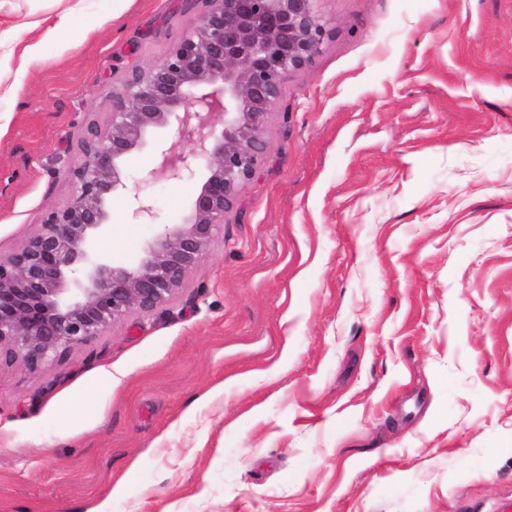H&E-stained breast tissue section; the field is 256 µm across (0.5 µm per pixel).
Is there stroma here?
<instances>
[{
  "mask_svg": "<svg viewBox=\"0 0 512 512\" xmlns=\"http://www.w3.org/2000/svg\"><path fill=\"white\" fill-rule=\"evenodd\" d=\"M267 155L164 309L0 366V512H502L512 502V0H320ZM83 0L12 59L0 253L66 204L88 123L196 21ZM195 182L112 201L133 267ZM69 417H62L61 409Z\"/></svg>",
  "mask_w": 512,
  "mask_h": 512,
  "instance_id": "35a3bbf8",
  "label": "stroma"
}]
</instances>
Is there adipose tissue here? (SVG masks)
Masks as SVG:
<instances>
[{"label":"adipose tissue","mask_w":512,"mask_h":512,"mask_svg":"<svg viewBox=\"0 0 512 512\" xmlns=\"http://www.w3.org/2000/svg\"><path fill=\"white\" fill-rule=\"evenodd\" d=\"M39 31L40 36L33 41L22 39V32ZM77 35L70 26L68 12L57 16L35 20H23L6 27H0V46L8 45V54H0V74L10 69L12 56H19L21 61L37 59L41 47L47 41L67 42L76 40Z\"/></svg>","instance_id":"obj_1"}]
</instances>
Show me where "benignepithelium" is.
Listing matches in <instances>:
<instances>
[{
    "instance_id": "7a95c632",
    "label": "benign epithelium",
    "mask_w": 512,
    "mask_h": 512,
    "mask_svg": "<svg viewBox=\"0 0 512 512\" xmlns=\"http://www.w3.org/2000/svg\"><path fill=\"white\" fill-rule=\"evenodd\" d=\"M192 30L161 60L133 67L108 95L106 128L87 124L70 201L52 206L17 251L0 255V357L35 368L101 335L121 317L168 304L204 260L217 228L266 154L262 130L283 79L319 52V0H200ZM222 117V129L216 118ZM177 127L178 136L165 137ZM150 150L140 182L197 180L179 224H164L134 268L98 248L112 197L151 224L126 164Z\"/></svg>"
}]
</instances>
